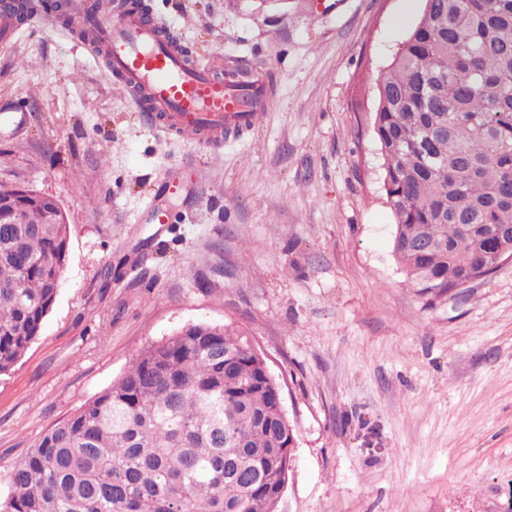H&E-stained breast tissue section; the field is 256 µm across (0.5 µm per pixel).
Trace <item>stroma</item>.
<instances>
[{
  "instance_id": "stroma-1",
  "label": "stroma",
  "mask_w": 512,
  "mask_h": 512,
  "mask_svg": "<svg viewBox=\"0 0 512 512\" xmlns=\"http://www.w3.org/2000/svg\"><path fill=\"white\" fill-rule=\"evenodd\" d=\"M195 60L264 65L272 106L220 152L165 134L100 47L48 23L0 45V184L69 225L58 296L0 375L12 464L194 324L250 338L297 430L278 512H512V260L430 299L392 251L376 78L423 0H144Z\"/></svg>"
}]
</instances>
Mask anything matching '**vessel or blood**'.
<instances>
[{"label":"vessel or blood","mask_w":512,"mask_h":512,"mask_svg":"<svg viewBox=\"0 0 512 512\" xmlns=\"http://www.w3.org/2000/svg\"><path fill=\"white\" fill-rule=\"evenodd\" d=\"M71 30L90 34L107 49L106 69L147 120L219 150L230 136L251 130L270 104V87L260 65L221 73L188 63L169 32L132 0L122 9L100 0H66Z\"/></svg>","instance_id":"obj_1"}]
</instances>
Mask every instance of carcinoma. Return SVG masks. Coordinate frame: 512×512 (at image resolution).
<instances>
[{"instance_id":"obj_1","label":"carcinoma","mask_w":512,"mask_h":512,"mask_svg":"<svg viewBox=\"0 0 512 512\" xmlns=\"http://www.w3.org/2000/svg\"><path fill=\"white\" fill-rule=\"evenodd\" d=\"M376 95L393 253L407 279L441 297L489 276L499 253L512 254V0H424ZM67 260L56 201L1 189L0 375L38 337ZM265 365L226 324L151 344L14 463L0 512H276L270 491L292 470L269 459L296 430Z\"/></svg>"}]
</instances>
